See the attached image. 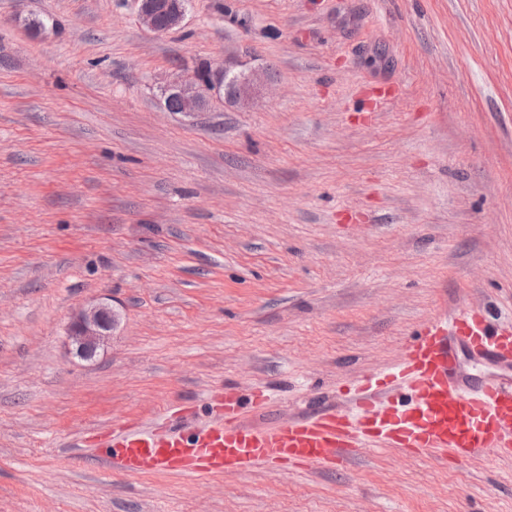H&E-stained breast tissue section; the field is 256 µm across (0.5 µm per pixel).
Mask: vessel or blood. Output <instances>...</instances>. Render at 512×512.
I'll list each match as a JSON object with an SVG mask.
<instances>
[{
    "mask_svg": "<svg viewBox=\"0 0 512 512\" xmlns=\"http://www.w3.org/2000/svg\"><path fill=\"white\" fill-rule=\"evenodd\" d=\"M468 361L487 368V375L473 378L464 368ZM210 399L216 409L205 422L191 418L165 431L128 422L109 432L98 466L193 480L256 465L342 468L365 450L462 463L492 450L512 458V321L471 307L439 315L398 362L358 381L344 405L269 427L248 419L271 401L268 391L214 392Z\"/></svg>",
    "mask_w": 512,
    "mask_h": 512,
    "instance_id": "vessel-or-blood-1",
    "label": "vessel or blood"
}]
</instances>
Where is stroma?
<instances>
[{"label":"stroma","mask_w":512,"mask_h":512,"mask_svg":"<svg viewBox=\"0 0 512 512\" xmlns=\"http://www.w3.org/2000/svg\"><path fill=\"white\" fill-rule=\"evenodd\" d=\"M204 63L266 70L255 103L168 111ZM454 304L512 319V0H189L161 34L136 0H0V512H512L493 451L93 462L215 388L278 392L260 426L335 399ZM118 314L111 304L100 301L79 310L66 334L69 350L77 357L91 360L112 336Z\"/></svg>","instance_id":"obj_1"}]
</instances>
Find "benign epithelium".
<instances>
[{
	"instance_id": "1",
	"label": "benign epithelium",
	"mask_w": 512,
	"mask_h": 512,
	"mask_svg": "<svg viewBox=\"0 0 512 512\" xmlns=\"http://www.w3.org/2000/svg\"><path fill=\"white\" fill-rule=\"evenodd\" d=\"M142 23L161 33L179 26L185 16L186 0H137ZM166 16V27H158L159 15ZM265 74L229 75L226 68L208 65L190 76H178L161 89L164 97L172 96L181 102V111L188 115L208 112L217 102L245 105L259 93ZM118 324V314L111 304L100 301L79 310L66 334L69 350L77 357L90 360L95 357L112 336Z\"/></svg>"
}]
</instances>
